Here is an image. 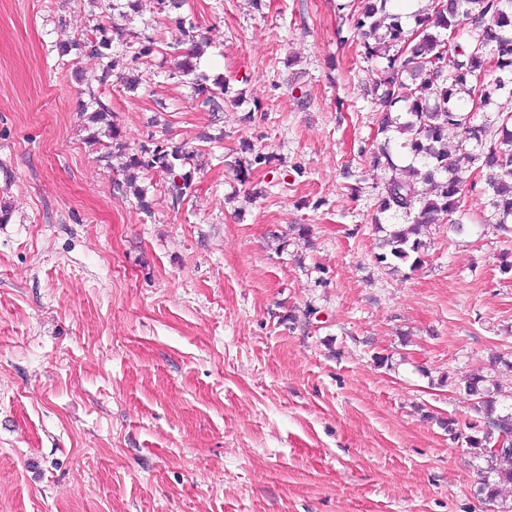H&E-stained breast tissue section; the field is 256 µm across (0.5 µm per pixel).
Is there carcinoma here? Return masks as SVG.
<instances>
[{
    "label": "carcinoma",
    "mask_w": 512,
    "mask_h": 512,
    "mask_svg": "<svg viewBox=\"0 0 512 512\" xmlns=\"http://www.w3.org/2000/svg\"><path fill=\"white\" fill-rule=\"evenodd\" d=\"M391 3L360 0L351 21L364 58L383 62L374 96L386 137L373 159L390 176L375 203L376 229L383 233L376 261L400 273L422 266L431 225L465 232L461 203L467 195L483 197L500 228L512 224V110L498 102L500 96L512 99V0H431V11L412 15L410 25ZM175 22L189 42L184 51L177 43L171 46L181 57L177 72L195 76L201 107L221 111L224 82L210 84L196 74L201 48L195 24L182 16ZM118 37L122 34L100 23L63 52L96 58L113 71ZM95 104L83 113L100 126L89 144L108 158L124 152L110 109L98 100ZM492 125L499 130L494 140L487 138ZM196 155L191 142L164 138L128 155L123 170H157L172 177V205L178 207L193 191L187 165ZM382 216L388 223H380ZM465 391L479 416L468 425L472 433L467 436L484 463L476 494L493 503L512 488V403L500 400L502 386L480 373L467 378ZM500 440L504 447L497 450Z\"/></svg>",
    "instance_id": "carcinoma-1"
}]
</instances>
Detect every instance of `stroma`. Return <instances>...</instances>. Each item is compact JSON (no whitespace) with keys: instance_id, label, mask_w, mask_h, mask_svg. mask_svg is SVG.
<instances>
[{"instance_id":"stroma-1","label":"stroma","mask_w":512,"mask_h":512,"mask_svg":"<svg viewBox=\"0 0 512 512\" xmlns=\"http://www.w3.org/2000/svg\"><path fill=\"white\" fill-rule=\"evenodd\" d=\"M350 2L187 0L197 70L227 88L204 112L162 53L134 92L60 53L107 17L133 49L179 39L159 0H0V512L512 505L476 498L480 460L437 423L476 420L471 373L512 387V236L473 195V231L433 226L418 270L376 263L380 68ZM94 98L131 153L160 116L210 135L180 207L160 172L136 180L147 207L121 189ZM93 100L95 101L92 103H95L98 107L93 109L92 112H81L88 123L100 125L99 132L97 135H93L88 143L90 146H96V149L105 150L107 158L112 157L115 151L125 154L123 152L126 145L122 141L121 132L112 123V112L96 98ZM102 137H105L107 141H103Z\"/></svg>"}]
</instances>
